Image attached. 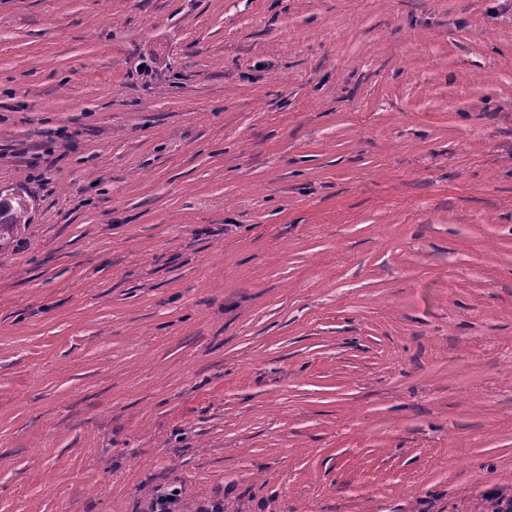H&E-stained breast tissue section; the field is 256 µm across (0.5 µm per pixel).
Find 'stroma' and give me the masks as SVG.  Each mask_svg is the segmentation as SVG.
Masks as SVG:
<instances>
[{
    "label": "stroma",
    "instance_id": "stroma-1",
    "mask_svg": "<svg viewBox=\"0 0 512 512\" xmlns=\"http://www.w3.org/2000/svg\"><path fill=\"white\" fill-rule=\"evenodd\" d=\"M0 512L512 495V0H0ZM28 203L25 197L7 189H0V253L9 250L25 227L28 216Z\"/></svg>",
    "mask_w": 512,
    "mask_h": 512
}]
</instances>
